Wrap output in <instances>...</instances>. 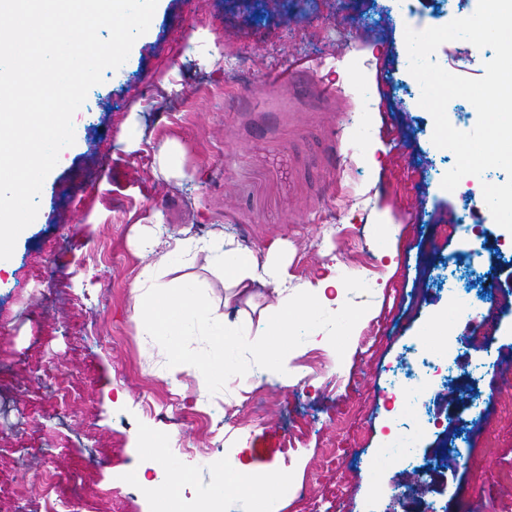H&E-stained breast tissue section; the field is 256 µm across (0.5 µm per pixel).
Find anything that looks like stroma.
Returning <instances> with one entry per match:
<instances>
[{
    "mask_svg": "<svg viewBox=\"0 0 512 512\" xmlns=\"http://www.w3.org/2000/svg\"><path fill=\"white\" fill-rule=\"evenodd\" d=\"M405 19L398 0H158L148 32L127 61L105 71L77 113L75 142L46 177L35 224L17 240L0 271V407L17 419L0 427V500L35 493L39 445L58 455V485L86 490L82 512H155L140 491L157 469L176 490L199 496L213 481L210 463L241 460L257 472L278 471L312 494H265L266 512H367L371 487L384 507L413 491L414 474L376 463L389 416L383 392L390 371L410 348L435 349L428 332L441 328L448 299L435 277L458 240L440 226L468 219L501 239L512 234L463 191L441 181L448 150L432 142V116L407 91L405 30L412 22L440 27L434 0H414ZM369 85L360 101L349 86ZM365 139H358L361 124ZM181 148L182 177L160 173L167 140ZM426 202L410 213L406 187ZM357 194L348 203V191ZM190 228L201 249L182 269L212 283L210 309L224 312V284L206 249L213 232L258 254L276 247L272 287L302 297L309 282L353 255L375 260L374 285L347 284L336 306L350 314L353 336L263 332L279 361L269 370L243 350L239 372L224 376V393L199 402V380L164 367L193 354L194 343H148L145 309L132 292L158 243ZM119 253L113 266L105 254ZM499 262L481 268L500 311L495 333L467 318L451 320L461 363L452 384L407 385L430 400L440 423L422 445L434 447L444 427L458 426L457 480H446L437 512H512V389L491 377L512 376L501 348L512 345V295L497 288ZM93 334H77L81 324ZM371 330L361 346L357 337ZM336 354V370L317 374L315 350ZM58 365L57 378L80 396L67 424L37 382ZM151 408H144V401ZM357 411L350 430L331 432L337 410ZM196 416L181 425L176 412ZM363 437L359 463L315 470L327 439L350 446ZM301 437L293 457L283 449ZM165 438L164 455L149 451Z\"/></svg>",
    "mask_w": 512,
    "mask_h": 512,
    "instance_id": "stroma-1",
    "label": "stroma"
}]
</instances>
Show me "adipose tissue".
<instances>
[{
	"label": "adipose tissue",
	"mask_w": 512,
	"mask_h": 512,
	"mask_svg": "<svg viewBox=\"0 0 512 512\" xmlns=\"http://www.w3.org/2000/svg\"><path fill=\"white\" fill-rule=\"evenodd\" d=\"M189 253L188 239H178L168 244L160 254L157 264L146 265L136 282V299L151 307L152 316L143 324V335L155 340L174 342L191 341L200 347L188 365L205 383L204 394H216L224 388V372L236 367L243 348L252 341L251 310H259L257 300L260 289L267 283L269 260L253 252L234 248L222 251L219 263L226 272L224 278L225 315L209 313L205 304L208 285L205 281L179 278L178 270L185 264ZM175 273L169 282L168 298L147 289L153 281L155 269ZM267 326L285 329V322L271 318L268 311L259 310Z\"/></svg>",
	"instance_id": "ef3b65f1"
}]
</instances>
